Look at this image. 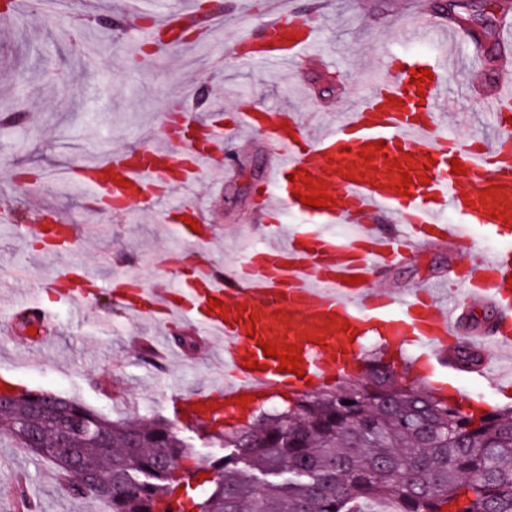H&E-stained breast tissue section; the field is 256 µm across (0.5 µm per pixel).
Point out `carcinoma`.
<instances>
[{
  "instance_id": "1",
  "label": "carcinoma",
  "mask_w": 512,
  "mask_h": 512,
  "mask_svg": "<svg viewBox=\"0 0 512 512\" xmlns=\"http://www.w3.org/2000/svg\"><path fill=\"white\" fill-rule=\"evenodd\" d=\"M446 9L471 30L467 5L453 0ZM453 361L467 370L483 357L462 346ZM396 377L378 358L339 390L300 394L220 429L211 438L238 453L215 460L197 459L165 420H113L69 398L68 415L109 438L106 448L84 441L78 461L113 474L110 496L90 492L54 454L61 424L33 417L40 393L23 389L0 411V437L51 463L69 496L107 501L110 512H184L177 490L201 473L211 478L197 512H360L369 501L393 512H512V409L480 411Z\"/></svg>"
}]
</instances>
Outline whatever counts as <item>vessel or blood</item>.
Masks as SVG:
<instances>
[{
    "mask_svg": "<svg viewBox=\"0 0 512 512\" xmlns=\"http://www.w3.org/2000/svg\"><path fill=\"white\" fill-rule=\"evenodd\" d=\"M193 7L179 14L154 15L140 31L146 41H158L175 22L190 24ZM252 61L275 65L293 61L312 48V34L289 0H282L258 35L245 39ZM429 69L423 85L411 81L415 69ZM447 69L424 57L402 59L377 80L370 98L352 107L339 125L321 133L307 131L300 113L287 107L251 108L239 114V127L266 132L276 142V159L267 181L271 205L307 217V225L289 229L284 243L265 244L247 252L229 270L198 260L173 287L157 288L135 278L113 282L127 314L190 323L199 333L224 341L228 387L183 398L189 419L218 420L239 411L238 401L256 400L272 392L318 389L333 385L336 372L358 358L361 337L384 336L390 347L412 343L424 358L446 361L451 345L461 343L455 309H444L433 290L421 286L407 295L376 289L374 280L400 255L408 240L444 238L449 245L466 242L482 225L495 238L512 237V89H497L484 99L496 118L494 142L481 137L460 138L442 122ZM175 127H195L189 161L177 160L169 144H149L112 153L86 164L80 176L103 198V212H124L134 201L153 199L166 190L185 186L204 170L221 171L224 130L189 112L171 115ZM459 160L460 173L451 162ZM412 181L407 193L394 184L400 171ZM428 184H421V177ZM325 184L332 203L310 208L299 200L307 182ZM175 222L186 238L201 246L212 243L204 210L194 204L175 207ZM457 216L454 224L446 216ZM201 226L189 231L188 220ZM406 225V233H390L381 221ZM37 234L56 244L71 241L74 225L59 216L35 214ZM449 277L464 284V298L490 303L504 316L495 331L481 333L480 343L512 349V249L491 258L470 254L464 268H449ZM356 284H349V277ZM91 280L66 267L52 272L40 288L57 301L79 309L93 292ZM224 310L210 309L211 299ZM276 349L301 348V374L281 370L278 359L265 356L261 342ZM258 363L249 370L247 361Z\"/></svg>",
    "mask_w": 512,
    "mask_h": 512,
    "instance_id": "b4317fda",
    "label": "vessel or blood"
}]
</instances>
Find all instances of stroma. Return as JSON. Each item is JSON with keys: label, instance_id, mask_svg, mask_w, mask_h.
Segmentation results:
<instances>
[{"label": "stroma", "instance_id": "1", "mask_svg": "<svg viewBox=\"0 0 512 512\" xmlns=\"http://www.w3.org/2000/svg\"><path fill=\"white\" fill-rule=\"evenodd\" d=\"M135 26L116 33L113 46L97 20L104 2ZM273 0H196L210 14L191 49H155L140 40L146 0H61L53 10L26 0V18L10 35H0V113L24 104L32 120L0 125V204L14 211L12 229L0 225V293L19 311L0 315V375H11L17 388L72 397L112 419L156 415L172 423L202 459L224 456L212 440V426L177 418L171 397L224 383V345L198 337L176 324L159 328L151 321L127 319L121 305L103 293L86 310L39 294L38 282L51 267L23 251L16 237L34 211L56 214L77 227L75 244L60 254L59 264H77L103 276L134 274L146 282L165 277L156 256L162 249L192 258L189 243L163 222L162 213L146 220L140 204L119 215L98 216L90 208V190L78 186L74 169L87 159L115 149H135L159 141L163 109L175 95L200 98L203 111L220 110L226 123L250 106L291 102L316 125L340 119L354 88L364 76L383 70L399 56L436 59L433 45L413 41L409 21L438 12L446 0H292L316 37L320 55L299 56L296 72L259 64L234 52L239 32L256 34L272 15ZM486 50L506 56V66L473 60L461 50L450 71L448 112L458 131L493 136L494 122L483 110L484 97L498 82L512 81V44L496 0H466ZM74 30L75 39L65 36ZM274 144L264 135H231L226 152L232 162L225 180L200 175L176 189L173 201L199 205L214 224L219 243L208 255L223 267L228 254L248 242H261L300 224L294 213L265 207V180ZM473 243L451 248L434 242L411 244L407 258L391 263L377 286L403 294L422 283L447 280L449 265L464 266L468 252L492 256L503 243L475 229ZM40 305L55 319L50 348L23 328L24 306ZM193 339L195 348L179 351L175 335ZM134 336L162 338L179 351L177 362L159 365L150 353L131 344ZM453 395L486 408L505 407V396L472 372L448 378ZM27 477L41 512H109L105 502L76 500L59 486L50 463L35 459L10 440L0 441V512H17L16 481Z\"/></svg>", "mask_w": 512, "mask_h": 512}]
</instances>
